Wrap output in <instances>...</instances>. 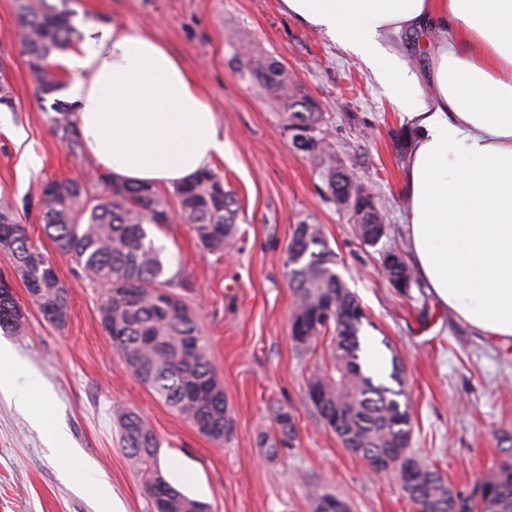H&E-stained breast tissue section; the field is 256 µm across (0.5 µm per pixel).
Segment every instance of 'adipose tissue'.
Returning a JSON list of instances; mask_svg holds the SVG:
<instances>
[{
	"mask_svg": "<svg viewBox=\"0 0 512 512\" xmlns=\"http://www.w3.org/2000/svg\"><path fill=\"white\" fill-rule=\"evenodd\" d=\"M284 11L361 57L404 114V230L415 271L458 321L512 344V0H282ZM452 30L421 82L394 38ZM52 63L95 167L173 186L224 157L204 90L148 29L91 19ZM0 391L72 451L44 409L45 387L0 344Z\"/></svg>",
	"mask_w": 512,
	"mask_h": 512,
	"instance_id": "ef3b65f1",
	"label": "adipose tissue"
}]
</instances>
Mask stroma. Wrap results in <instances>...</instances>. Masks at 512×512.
I'll list each match as a JSON object with an SVG mask.
<instances>
[{
  "label": "stroma",
  "instance_id": "obj_1",
  "mask_svg": "<svg viewBox=\"0 0 512 512\" xmlns=\"http://www.w3.org/2000/svg\"><path fill=\"white\" fill-rule=\"evenodd\" d=\"M71 7L75 25L118 18L149 29L181 57L224 130L229 149L213 169L239 207L234 240L221 255L205 250L187 225L149 231L169 270L180 271V293L210 343L232 419L230 437L219 444L122 369L100 324L99 289L55 252L39 222L43 182L85 181L99 172L83 148L49 125L21 53L15 2L0 0V59L17 104L8 119L21 133H0V199L14 205L70 297L68 324H48L0 253V280L11 284L28 318L26 335L0 330V341L49 388L47 409L67 432L72 468L99 471L127 512H148L141 478L120 444L118 416L132 410L152 425L166 478L208 512H313L315 485L350 512H415L395 475L371 473L308 399L324 347L303 349L291 339L295 296L284 267L293 228L306 222L320 226L337 273L366 313L364 346L390 345L402 361L415 456L468 493L503 460L502 433L512 434V346L493 344L455 320L424 283L403 293L386 280L383 254H410L402 227L410 146L401 112L361 59L288 17L280 0H72ZM243 46L280 61L319 104L338 162L373 193L385 216L386 234L376 245L364 244L348 213L327 199L320 166L293 148L262 87L241 77L235 55ZM287 422L293 434L284 433ZM46 439L0 395V512H94Z\"/></svg>",
  "mask_w": 512,
  "mask_h": 512
}]
</instances>
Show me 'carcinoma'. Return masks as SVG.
<instances>
[{"mask_svg": "<svg viewBox=\"0 0 512 512\" xmlns=\"http://www.w3.org/2000/svg\"><path fill=\"white\" fill-rule=\"evenodd\" d=\"M69 0H16L34 91L40 101L59 92L62 84L52 56L73 43L75 12ZM249 79L269 92L287 114L288 130H305L312 145L305 149L322 167L330 199L349 205L358 237L379 242L385 235L383 214L352 174L336 165V157L321 138L322 112L302 92L285 67L252 53H240ZM0 106L15 109L13 88L0 70ZM48 122L72 144L76 139L73 112L57 100ZM99 194L77 180H50L39 188V217L57 253L75 261L87 278L101 287L99 307L103 330L112 340L123 369L151 389L196 430L222 443L231 432L224 387L211 362L210 345L195 309L176 289L180 272L166 274L162 248L150 239L147 226L179 222L188 225L201 246L221 253L235 236L238 204L224 187V178L205 169L191 181L174 187V202L155 188L100 176ZM0 239L8 243L16 275L42 318L57 328L66 326L70 299L54 264L33 243L7 200L0 201ZM296 303L292 319L304 335L296 342L309 348L327 338L324 368L308 384V397L325 427L348 450L365 460H380L385 474H396L401 489L428 512H512V437L505 434V458L478 479L465 498L451 501L443 474L419 463L410 453L412 420L401 380V363L391 356V387L378 380L362 357L366 315L357 298L336 272V255L316 224L296 225L284 259ZM393 285L413 276L404 264L385 268ZM27 317L14 294L0 288V329L13 336L27 333ZM122 447L137 468L150 512H205V507L166 480L159 463L160 442L151 424L128 410L119 418ZM310 497L314 512H336L342 500L318 487Z\"/></svg>", "mask_w": 512, "mask_h": 512, "instance_id": "carcinoma-1", "label": "carcinoma"}]
</instances>
